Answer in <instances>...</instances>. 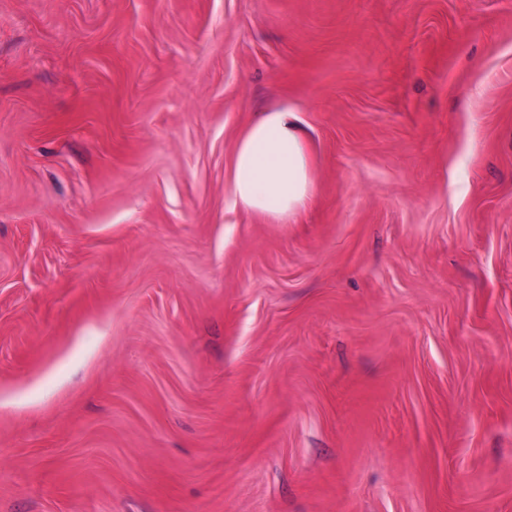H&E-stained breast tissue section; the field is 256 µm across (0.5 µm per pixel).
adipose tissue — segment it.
I'll return each mask as SVG.
<instances>
[{"instance_id": "ef3b65f1", "label": "adipose tissue", "mask_w": 512, "mask_h": 512, "mask_svg": "<svg viewBox=\"0 0 512 512\" xmlns=\"http://www.w3.org/2000/svg\"><path fill=\"white\" fill-rule=\"evenodd\" d=\"M228 189L234 206L275 222L306 204L313 166L298 112L283 106L254 114L239 137Z\"/></svg>"}]
</instances>
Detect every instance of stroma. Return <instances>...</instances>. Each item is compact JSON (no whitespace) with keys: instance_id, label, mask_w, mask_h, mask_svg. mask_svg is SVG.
<instances>
[{"instance_id":"35a3bbf8","label":"stroma","mask_w":512,"mask_h":512,"mask_svg":"<svg viewBox=\"0 0 512 512\" xmlns=\"http://www.w3.org/2000/svg\"><path fill=\"white\" fill-rule=\"evenodd\" d=\"M0 512H512V0H0ZM232 203L274 222L296 214L314 191L313 166L299 113L256 112L241 133L228 184Z\"/></svg>"}]
</instances>
